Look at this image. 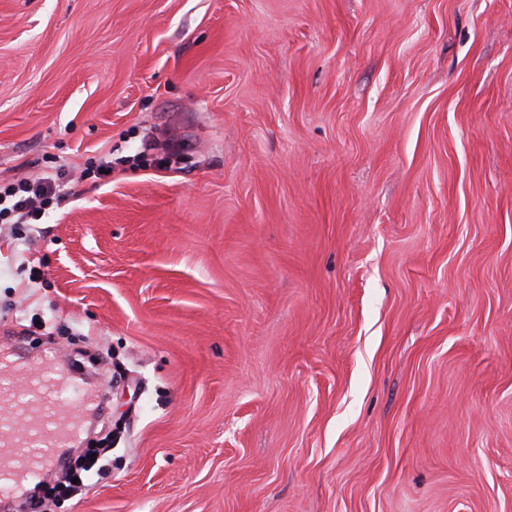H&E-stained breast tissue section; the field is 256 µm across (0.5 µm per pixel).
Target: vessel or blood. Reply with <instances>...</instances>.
Listing matches in <instances>:
<instances>
[{
	"label": "vessel or blood",
	"mask_w": 512,
	"mask_h": 512,
	"mask_svg": "<svg viewBox=\"0 0 512 512\" xmlns=\"http://www.w3.org/2000/svg\"><path fill=\"white\" fill-rule=\"evenodd\" d=\"M26 370L25 400L0 387V488L15 492L33 475L52 470L79 429L78 416L57 398L59 380L53 369L34 364Z\"/></svg>",
	"instance_id": "b4317fda"
}]
</instances>
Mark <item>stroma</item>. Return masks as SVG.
I'll list each match as a JSON object with an SVG mask.
<instances>
[{"mask_svg": "<svg viewBox=\"0 0 512 512\" xmlns=\"http://www.w3.org/2000/svg\"><path fill=\"white\" fill-rule=\"evenodd\" d=\"M57 167L0 343L111 354L112 452L53 512H512V0H0V185Z\"/></svg>", "mask_w": 512, "mask_h": 512, "instance_id": "obj_1", "label": "stroma"}]
</instances>
